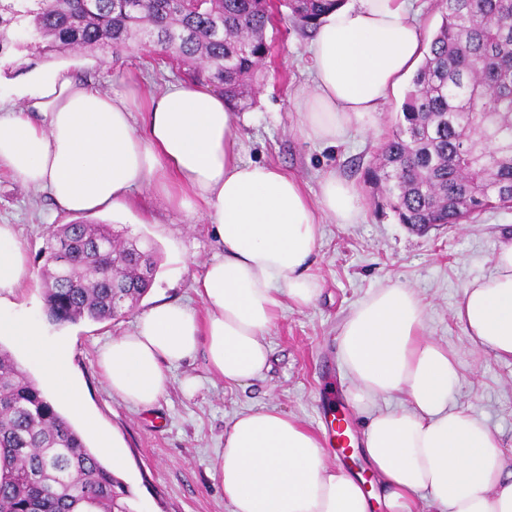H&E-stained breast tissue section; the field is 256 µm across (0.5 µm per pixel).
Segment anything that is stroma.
I'll list each match as a JSON object with an SVG mask.
<instances>
[{
    "label": "stroma",
    "instance_id": "35a3bbf8",
    "mask_svg": "<svg viewBox=\"0 0 512 512\" xmlns=\"http://www.w3.org/2000/svg\"><path fill=\"white\" fill-rule=\"evenodd\" d=\"M266 36L273 54L254 83L256 103L239 125L245 158L294 175L312 197L318 195L323 175L336 172L357 187L365 219L359 224H323L311 268L321 294L306 308L284 305L267 336L270 369L263 378L245 387L230 386L211 375L199 357L170 369L166 394L147 412L112 395L97 364L98 351L130 331L138 314L155 300L194 302V281L219 247L206 216L188 218L154 193L144 195L153 223H137L123 211L103 214L113 229L156 244L159 263L153 284L124 318L49 323L48 331L72 343L73 375L86 403L97 415L101 432L125 451L127 466L120 479L130 512H228L214 473L224 433L239 413L276 407L320 433L326 416L339 410L349 431L360 435L363 417L347 398L350 381L337 354L338 330L351 308L372 290L396 282L412 288L426 303L427 336L457 354L462 380L453 406L480 419L512 457V360H500L469 343L453 314L463 285L488 275L499 242L512 236V210L489 211L477 223L440 226L423 234L399 224L390 209L375 204L367 171L396 125L410 79H403L376 113L374 128L354 130L343 144L328 147L301 135L294 107L297 91L308 80L311 33L278 20ZM150 58L149 50L135 44L117 56L108 50L64 53L49 61L30 57L26 63L46 73L70 67L89 75L106 92L122 89L132 79L143 96L167 83L190 80L185 69L155 76ZM70 221L46 193L25 187L0 169V223L15 226L31 271L15 301L19 311L39 320L47 317L40 280L45 238L50 226ZM189 376L199 382L191 395L181 389Z\"/></svg>",
    "mask_w": 512,
    "mask_h": 512
}]
</instances>
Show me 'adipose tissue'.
Wrapping results in <instances>:
<instances>
[{"instance_id": "ef3b65f1", "label": "adipose tissue", "mask_w": 512, "mask_h": 512, "mask_svg": "<svg viewBox=\"0 0 512 512\" xmlns=\"http://www.w3.org/2000/svg\"><path fill=\"white\" fill-rule=\"evenodd\" d=\"M421 53L413 0H347L309 45L311 86L295 98L301 135L335 147L373 126ZM238 120L208 86L171 84L143 99L135 84L102 92L67 67L26 74L13 99H0V168L47 191L62 211L135 210L144 224L152 218L145 191L173 206L205 207L220 251L195 280L198 306L156 302L99 351L113 394L136 408L152 409L169 370L199 356L225 384L262 378L282 302L305 308L320 294L310 267L322 220H362L358 191L336 174L313 199L295 176L244 159ZM30 276L14 226L0 224V336L25 352L57 401L98 437L113 469H123L122 448L100 435L70 375L71 344L6 308ZM426 315L413 289L393 283L359 302L338 332L347 396L369 418L360 453L377 491L329 465L322 438L295 418L262 408L238 414L224 433L216 477L230 512H512L501 441L452 406L458 360L425 337ZM455 316L474 344L512 360V240L499 244L488 276L464 286ZM398 394L401 407L385 406Z\"/></svg>"}]
</instances>
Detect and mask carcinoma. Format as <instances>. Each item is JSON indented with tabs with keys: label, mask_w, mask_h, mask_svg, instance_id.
Here are the masks:
<instances>
[{
	"label": "carcinoma",
	"mask_w": 512,
	"mask_h": 512,
	"mask_svg": "<svg viewBox=\"0 0 512 512\" xmlns=\"http://www.w3.org/2000/svg\"><path fill=\"white\" fill-rule=\"evenodd\" d=\"M344 0H279L296 26L316 28ZM429 42L369 182L401 224L474 223L512 209V0H439ZM269 0H0V58L132 43L159 51L151 66L188 65L239 112L254 104L252 77L272 53ZM137 241L112 225L75 221L49 230L44 300L57 324L117 320L112 284L137 302ZM122 481L85 443L11 352L0 346V512H130Z\"/></svg>",
	"instance_id": "carcinoma-1"
}]
</instances>
